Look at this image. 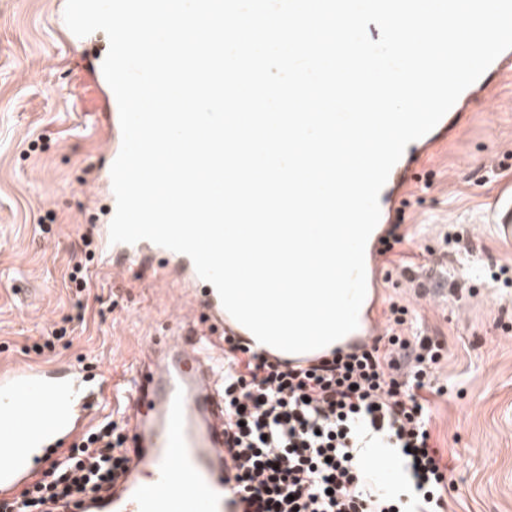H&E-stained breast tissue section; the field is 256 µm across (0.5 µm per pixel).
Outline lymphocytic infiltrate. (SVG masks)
Returning <instances> with one entry per match:
<instances>
[{
	"mask_svg": "<svg viewBox=\"0 0 512 512\" xmlns=\"http://www.w3.org/2000/svg\"><path fill=\"white\" fill-rule=\"evenodd\" d=\"M408 314L390 303L384 334L305 369L225 337L224 484L242 512H444L451 480L431 433L442 345L408 332ZM365 448L400 450L409 494L381 484ZM129 454L104 418L48 461L19 509L1 503L0 512H43L46 501L101 492Z\"/></svg>",
	"mask_w": 512,
	"mask_h": 512,
	"instance_id": "obj_1",
	"label": "lymphocytic infiltrate"
}]
</instances>
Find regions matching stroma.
Here are the masks:
<instances>
[{
	"label": "stroma",
	"instance_id": "stroma-1",
	"mask_svg": "<svg viewBox=\"0 0 512 512\" xmlns=\"http://www.w3.org/2000/svg\"><path fill=\"white\" fill-rule=\"evenodd\" d=\"M65 5L0 0V366L64 363L109 381L191 304L155 271L117 281L86 252L112 202L105 137L90 115L108 91L87 92L81 68L108 37L69 41L56 24ZM490 88L453 137L419 158L395 214L407 240L392 256L413 275L381 281L375 309L381 320L389 301L407 305L444 344L431 427L454 482L447 512H512V286L451 274L466 255L512 268V243L485 222L490 199L512 186V73ZM78 263L89 278L80 293L68 281ZM432 277L447 291L437 302L418 295ZM60 326L68 335L53 352H32Z\"/></svg>",
	"mask_w": 512,
	"mask_h": 512
}]
</instances>
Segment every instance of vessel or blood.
<instances>
[{"label":"vessel or blood","instance_id":"1","mask_svg":"<svg viewBox=\"0 0 512 512\" xmlns=\"http://www.w3.org/2000/svg\"><path fill=\"white\" fill-rule=\"evenodd\" d=\"M488 86L487 77L469 86L437 126L419 138V145L427 148L451 137L461 111ZM410 166L405 155L392 168L379 197L382 217H389L392 203L403 194ZM486 221L512 242L511 187L491 201ZM99 254L116 274L163 256L168 282L199 288L203 319L196 323L176 316L170 335L147 344L127 380L133 452L125 474L79 507L64 511L51 504L47 512H227L223 369L209 359L207 344L214 335L239 336L250 344L255 337L225 310L214 286L198 276L187 255L148 240L111 243L105 226L100 229ZM266 352L292 366L324 355L320 349L291 354L271 346ZM105 393L102 383L62 365L0 368L1 502L13 500L19 485L32 481L38 450L75 435Z\"/></svg>","mask_w":512,"mask_h":512}]
</instances>
